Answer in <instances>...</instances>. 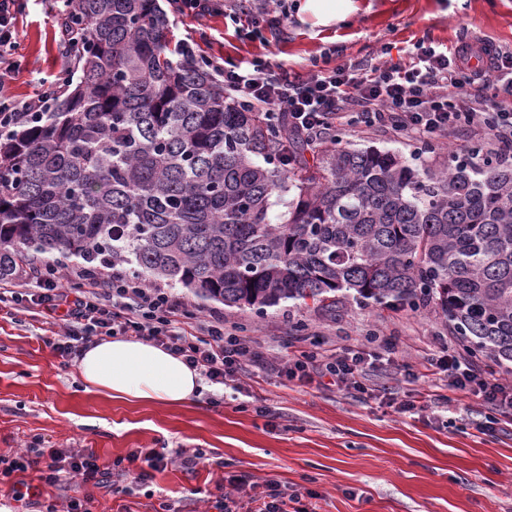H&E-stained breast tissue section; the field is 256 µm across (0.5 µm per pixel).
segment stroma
Returning <instances> with one entry per match:
<instances>
[{
    "label": "stroma",
    "mask_w": 512,
    "mask_h": 512,
    "mask_svg": "<svg viewBox=\"0 0 512 512\" xmlns=\"http://www.w3.org/2000/svg\"><path fill=\"white\" fill-rule=\"evenodd\" d=\"M17 2L19 38L6 92L24 102L76 63L62 52L55 0ZM298 2L285 0L287 16L276 30L246 16L233 21L218 14L173 19V35L192 38L203 57L236 63L263 58L301 75L315 61L374 56L423 37L452 47L462 38L487 36L512 47V0H339L345 17L333 28L300 22ZM480 138L475 131L424 150L383 127L345 126L336 132L341 146L390 150L421 170L467 158ZM169 290L191 315L223 318L226 329L257 340L259 351L283 363L299 338L309 349L341 350L367 345L378 334L389 337L400 363L373 381L401 399L436 388L428 379L406 382L402 363L423 364L444 345L463 353L433 304L415 310L340 292L332 310L288 301L259 316L201 301L178 284ZM61 331L60 321L28 303L0 310L1 457L50 446L89 448L109 463L137 448L203 454L195 471L169 463L127 494L91 489V512H157L167 499L178 501L181 512H215L218 484L239 472L260 484L276 481L289 495L318 493L319 512H512V424L480 433L487 409L463 393H454L450 409L400 415L351 391L266 377L251 398L225 389L217 407L204 397L183 406L126 403L85 392L75 368L63 367L49 343ZM259 404L269 416H257ZM23 478L38 488L37 512H64L80 492L81 481L72 476L54 486L40 483L31 470Z\"/></svg>",
    "instance_id": "1"
}]
</instances>
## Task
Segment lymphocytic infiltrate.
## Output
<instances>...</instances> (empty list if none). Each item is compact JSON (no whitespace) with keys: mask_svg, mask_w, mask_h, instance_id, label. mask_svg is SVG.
I'll list each match as a JSON object with an SVG mask.
<instances>
[{"mask_svg":"<svg viewBox=\"0 0 512 512\" xmlns=\"http://www.w3.org/2000/svg\"><path fill=\"white\" fill-rule=\"evenodd\" d=\"M483 48L489 56L484 70L470 69L465 48L441 51L418 41L397 60L347 57L336 66L316 65L306 75L288 67L257 60L241 67L230 60H209L224 90L245 107L265 112L305 135L313 148H321L337 127L352 124L386 127L401 137L429 142L475 129L491 146L495 161L512 166V49L491 41ZM71 275L87 281L89 291L74 294L64 288L58 265L48 262L34 272L37 286L31 292L0 289V305L29 302L41 313L63 321L65 331L54 344L69 359L91 337L103 334L147 341L181 358L210 383L242 390L241 378L250 367L309 385L328 378L339 389L371 394V371L397 360L395 344L382 340L377 347L333 354L300 352L291 364L255 353L253 341L230 333L224 321L191 320L184 302L166 289L151 287L121 270H100L82 264ZM409 379L429 374L447 379L454 390L491 407L512 408V385L484 377L462 363L448 348L428 361L426 371L406 367ZM39 472L48 485L62 475L80 477L83 484L108 486L112 465L92 450L63 452L55 448H28L13 458H0V482L7 480L16 499H25L23 472ZM230 487L216 500L217 512H317L316 505L289 508L276 482L244 495V476L230 475Z\"/></svg>","mask_w":512,"mask_h":512,"instance_id":"f902f5d3","label":"lymphocytic infiltrate"}]
</instances>
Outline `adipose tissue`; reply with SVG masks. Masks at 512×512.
<instances>
[{
	"label": "adipose tissue",
	"instance_id": "obj_1",
	"mask_svg": "<svg viewBox=\"0 0 512 512\" xmlns=\"http://www.w3.org/2000/svg\"><path fill=\"white\" fill-rule=\"evenodd\" d=\"M85 392L128 403L178 406L203 387L199 372L151 343L112 339L85 348L77 362Z\"/></svg>",
	"mask_w": 512,
	"mask_h": 512
}]
</instances>
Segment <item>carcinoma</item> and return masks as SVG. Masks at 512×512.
Listing matches in <instances>:
<instances>
[{"instance_id": "cac0c4a2", "label": "carcinoma", "mask_w": 512, "mask_h": 512, "mask_svg": "<svg viewBox=\"0 0 512 512\" xmlns=\"http://www.w3.org/2000/svg\"><path fill=\"white\" fill-rule=\"evenodd\" d=\"M61 20L84 36L75 89L0 138V281L59 254L259 314L342 291L434 302L467 354L512 361V167L421 172L335 146L309 160L174 54L157 0H73ZM277 190L294 196L274 223Z\"/></svg>"}]
</instances>
